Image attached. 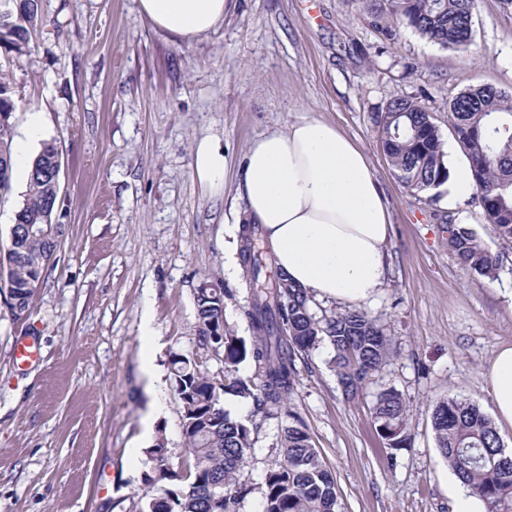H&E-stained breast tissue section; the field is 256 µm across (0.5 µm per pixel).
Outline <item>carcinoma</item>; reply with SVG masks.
<instances>
[{
    "instance_id": "cac0c4a2",
    "label": "carcinoma",
    "mask_w": 512,
    "mask_h": 512,
    "mask_svg": "<svg viewBox=\"0 0 512 512\" xmlns=\"http://www.w3.org/2000/svg\"><path fill=\"white\" fill-rule=\"evenodd\" d=\"M368 24L394 41L401 28L442 48H459L472 38L476 0H355ZM42 20L40 0H0V47L27 52L30 28ZM17 103L7 78L0 76V189L12 174V123ZM454 137L468 152L472 179L487 222L500 239L512 242V94L479 85L449 103ZM380 142L397 180L420 194L449 179L444 142L431 112L417 96L391 100L378 121ZM59 161L55 143L45 142L32 162L31 175L10 245L0 254V293L10 289L8 312L14 320L27 316L35 292L53 258L65 225L60 223L54 172ZM259 225L241 230L240 259L250 277L242 314L252 330L247 344L233 336L224 322L226 291L203 283L196 290L199 343L224 351L225 380L218 383L184 355L171 360L174 387L183 404L182 433L189 459L184 484L170 466L167 448L158 441L148 450L157 466L160 485L142 512H240L248 494L241 480L257 429L253 415L234 417L221 405V395L250 400L254 415H270L292 400L296 390V355L326 340L333 346L332 363L339 385L355 397L377 373L389 354V338L367 313L351 309L316 316L312 298L272 267V259L255 251ZM448 246L458 260L478 275L494 280L502 270L498 256L465 224H452ZM249 361L258 368L260 384L234 375ZM405 404L394 389H384L374 405L378 429L392 448L406 443ZM293 418L281 438L282 459L265 476L261 512H336L333 475L322 464L302 421ZM438 448L448 466L487 512H512V454L505 453L496 427L475 404L450 396L432 412Z\"/></svg>"
}]
</instances>
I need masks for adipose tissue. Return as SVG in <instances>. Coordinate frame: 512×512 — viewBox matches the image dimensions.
<instances>
[{
    "label": "adipose tissue",
    "mask_w": 512,
    "mask_h": 512,
    "mask_svg": "<svg viewBox=\"0 0 512 512\" xmlns=\"http://www.w3.org/2000/svg\"><path fill=\"white\" fill-rule=\"evenodd\" d=\"M230 0H139L155 28L191 42L224 20ZM237 193L274 263L321 299L369 301L387 281L392 218L364 152L332 124L303 118L255 139ZM498 422L512 426V346L488 371Z\"/></svg>",
    "instance_id": "1"
}]
</instances>
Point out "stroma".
Segmentation results:
<instances>
[{
	"mask_svg": "<svg viewBox=\"0 0 512 512\" xmlns=\"http://www.w3.org/2000/svg\"><path fill=\"white\" fill-rule=\"evenodd\" d=\"M41 3L30 53L0 49V72L18 102L13 137L37 112L59 149L66 232L27 318L13 321L0 303V512H140L155 488L148 450L157 438L180 466L170 359L190 356L224 378L223 356L198 341L194 296L204 282L226 288V326L251 342L247 273L231 248L245 209L238 169L251 141L302 117L355 140L386 196L388 278L363 309L391 352L349 399L332 347L319 343L296 359L291 409L336 481L338 512H452L432 412L455 395L493 413L487 371L512 345V243L475 198L452 207L444 188L427 198L405 189L381 151L377 117L390 99L422 94L448 159L466 157L448 102L477 84L512 92V9L477 0L470 43L444 49L408 29L384 40L350 0H234L189 44L156 30L138 0ZM205 139L229 159L219 190L194 170ZM451 222L502 256L497 280L460 264ZM20 343L38 359L18 363ZM386 388L405 402L404 448L377 430L373 406ZM254 417L240 512H258L288 424L282 413Z\"/></svg>",
	"mask_w": 512,
	"mask_h": 512,
	"instance_id": "stroma-1",
	"label": "stroma"
}]
</instances>
